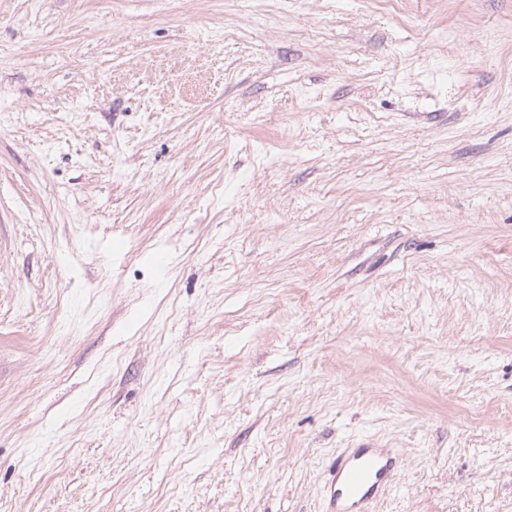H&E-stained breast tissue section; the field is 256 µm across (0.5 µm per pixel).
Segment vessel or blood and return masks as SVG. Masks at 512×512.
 I'll use <instances>...</instances> for the list:
<instances>
[{"label":"vessel or blood","instance_id":"1","mask_svg":"<svg viewBox=\"0 0 512 512\" xmlns=\"http://www.w3.org/2000/svg\"><path fill=\"white\" fill-rule=\"evenodd\" d=\"M397 458L392 449L361 445L332 460L326 481L325 512H373L391 490Z\"/></svg>","mask_w":512,"mask_h":512}]
</instances>
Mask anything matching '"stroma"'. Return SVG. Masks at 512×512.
I'll list each match as a JSON object with an SVG mask.
<instances>
[{
  "label": "stroma",
  "mask_w": 512,
  "mask_h": 512,
  "mask_svg": "<svg viewBox=\"0 0 512 512\" xmlns=\"http://www.w3.org/2000/svg\"><path fill=\"white\" fill-rule=\"evenodd\" d=\"M361 444L512 512V0H0V512H324Z\"/></svg>",
  "instance_id": "1"
}]
</instances>
